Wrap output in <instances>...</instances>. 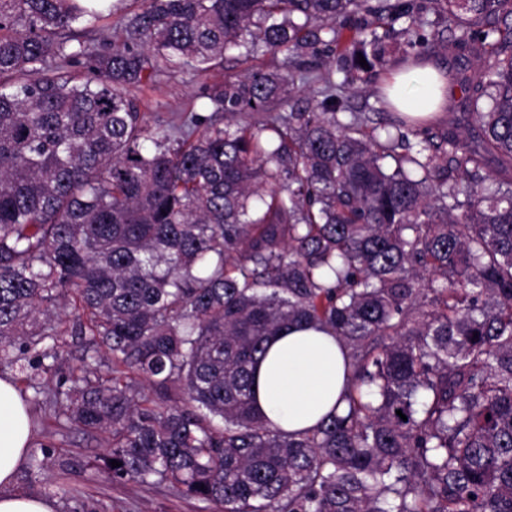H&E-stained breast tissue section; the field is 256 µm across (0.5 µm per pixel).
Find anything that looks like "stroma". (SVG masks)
I'll list each match as a JSON object with an SVG mask.
<instances>
[{
    "label": "stroma",
    "instance_id": "35a3bbf8",
    "mask_svg": "<svg viewBox=\"0 0 512 512\" xmlns=\"http://www.w3.org/2000/svg\"><path fill=\"white\" fill-rule=\"evenodd\" d=\"M384 65L378 77L355 82L347 95L349 111H366L375 100L382 81L396 71L406 56L407 44L400 28L388 29L384 39ZM437 63L448 74V99L443 112L466 128L475 121L464 104L465 80L478 67L470 52L437 53ZM223 70L199 77L191 73L166 75L144 82L136 97L148 119H165L178 112L206 111L202 97L204 85L222 81ZM34 442H47L45 466L39 471L22 468L17 475L15 491L44 496L54 503L55 512H216L214 505L184 495L165 484H134L113 480L95 459L103 455L102 435L77 430ZM78 499H71V492Z\"/></svg>",
    "mask_w": 512,
    "mask_h": 512
}]
</instances>
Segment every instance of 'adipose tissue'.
<instances>
[{
  "instance_id": "1",
  "label": "adipose tissue",
  "mask_w": 512,
  "mask_h": 512,
  "mask_svg": "<svg viewBox=\"0 0 512 512\" xmlns=\"http://www.w3.org/2000/svg\"><path fill=\"white\" fill-rule=\"evenodd\" d=\"M445 80L427 60L395 74L387 87L404 112H440ZM348 351L329 331L292 328L271 337L256 366L257 403L266 418L283 431L315 427L332 414L350 371ZM30 443L29 418L9 378H0V512H54L42 497L15 491Z\"/></svg>"
}]
</instances>
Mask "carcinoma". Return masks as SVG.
<instances>
[{"label":"carcinoma","mask_w":512,"mask_h":512,"mask_svg":"<svg viewBox=\"0 0 512 512\" xmlns=\"http://www.w3.org/2000/svg\"><path fill=\"white\" fill-rule=\"evenodd\" d=\"M0 0V363L58 430L104 434L112 478L218 512H512V0ZM483 59L477 128L346 111L305 59L381 60L362 15L408 46ZM122 12L106 47L79 39ZM285 55L204 87L213 112L151 122L132 89ZM317 85L305 110L289 107ZM69 300L71 327L51 308ZM333 331L344 415L293 435L253 368L291 324ZM85 349L63 391L33 350ZM402 411V420L396 411ZM121 462L112 467L111 461Z\"/></svg>","instance_id":"1"}]
</instances>
